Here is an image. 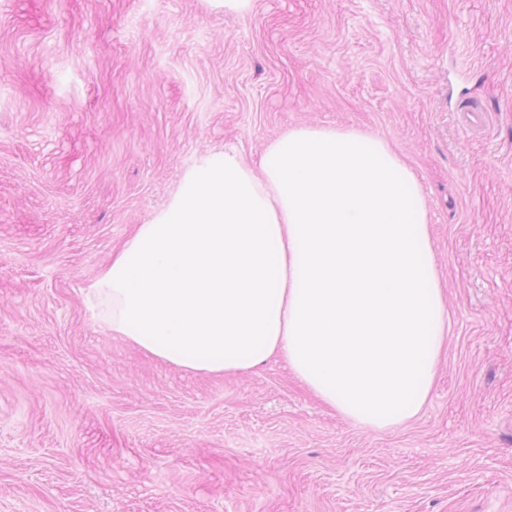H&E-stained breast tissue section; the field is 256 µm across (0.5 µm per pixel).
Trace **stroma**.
<instances>
[{
    "mask_svg": "<svg viewBox=\"0 0 512 512\" xmlns=\"http://www.w3.org/2000/svg\"><path fill=\"white\" fill-rule=\"evenodd\" d=\"M303 126L381 138L426 202L446 348L386 430L92 314L202 155ZM0 512H512V0H0Z\"/></svg>",
    "mask_w": 512,
    "mask_h": 512,
    "instance_id": "obj_1",
    "label": "stroma"
}]
</instances>
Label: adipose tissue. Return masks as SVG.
<instances>
[{
    "label": "adipose tissue",
    "instance_id": "ef3b65f1",
    "mask_svg": "<svg viewBox=\"0 0 512 512\" xmlns=\"http://www.w3.org/2000/svg\"><path fill=\"white\" fill-rule=\"evenodd\" d=\"M96 295V317L147 355L231 375L274 356L378 430L421 410L449 320L416 173L343 127L289 130L256 164L201 157Z\"/></svg>",
    "mask_w": 512,
    "mask_h": 512
}]
</instances>
